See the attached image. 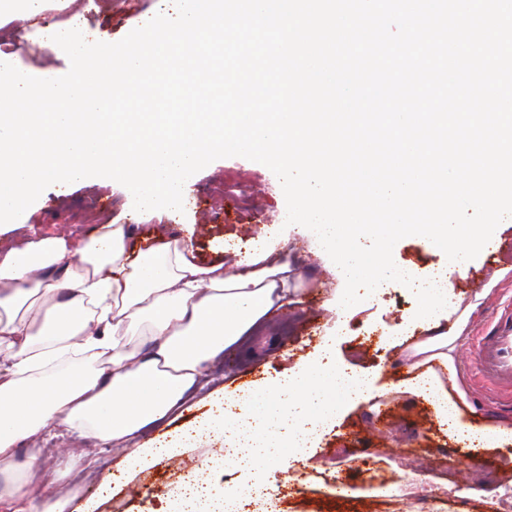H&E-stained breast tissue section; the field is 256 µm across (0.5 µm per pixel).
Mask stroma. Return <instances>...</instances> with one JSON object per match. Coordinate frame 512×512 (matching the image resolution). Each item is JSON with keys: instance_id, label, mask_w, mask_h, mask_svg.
Listing matches in <instances>:
<instances>
[{"instance_id": "stroma-1", "label": "stroma", "mask_w": 512, "mask_h": 512, "mask_svg": "<svg viewBox=\"0 0 512 512\" xmlns=\"http://www.w3.org/2000/svg\"><path fill=\"white\" fill-rule=\"evenodd\" d=\"M157 0H70L62 10L48 12L58 24L78 22L85 32L101 41L116 42L152 15ZM16 66L38 75L59 77L69 67L68 57L40 45L31 24L11 23L0 28V54ZM286 201L281 184L265 165L243 157L213 161L196 173L193 190L183 211L167 214L137 212L133 199L119 183L78 184L69 190L50 186L22 216V223L36 234L63 233L78 229L93 234L102 224H137L141 246L154 244L158 225H170L172 233L191 246L200 263L206 264L230 247L252 248L265 236L281 231L295 249L300 304L288 307L264 321L260 334L248 337L235 351L225 355L219 370L224 383L237 392L251 390L259 381L275 377L310 358L322 348L328 329L336 331L337 359L361 366L389 392L377 405L363 404L325 428L302 461L289 467L270 466L264 478L279 512H397L389 498H339L315 485L316 479L335 484L337 479L360 483L371 465L388 468L398 486L410 488L425 478L438 486L458 483L461 496L436 503L437 512H501L496 503L512 491V443L495 449L469 448L440 430L432 406L422 398L396 391L410 376L412 359L404 349L391 345L389 336L415 314L414 293L397 282H386L372 294L368 304L351 316L330 311L325 302L342 283L329 271L325 258L283 218ZM208 225L204 236L195 227ZM494 235V252H480L472 259L468 275L448 272L447 257L421 236H408L393 249L396 265L411 268L417 282L430 273L447 271L444 287L449 301L469 309L461 330L456 359L457 380L467 391L465 419L475 426L500 419L512 421V407L499 402L495 391L479 386L468 352L489 322L494 308L512 298V217L503 220ZM375 332L376 346H362L363 334ZM98 460L95 474L82 480L81 490L68 512H84L98 502L97 512H149L161 499L176 495L184 471L206 469L215 487L250 486L253 471L244 465L222 464L218 443L204 440L200 447L183 454L182 467L160 460L138 470L131 482L117 489L106 503H99V488L115 475L120 457L87 444Z\"/></svg>"}]
</instances>
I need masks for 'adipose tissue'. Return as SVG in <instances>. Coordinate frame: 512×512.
I'll return each instance as SVG.
<instances>
[{"instance_id":"ef3b65f1","label":"adipose tissue","mask_w":512,"mask_h":512,"mask_svg":"<svg viewBox=\"0 0 512 512\" xmlns=\"http://www.w3.org/2000/svg\"><path fill=\"white\" fill-rule=\"evenodd\" d=\"M135 224H105L79 234L19 240L0 247V512H66L77 497L35 492L40 441L65 427L62 452L81 470L95 467L74 444L112 447L174 420L208 364L274 310L293 304L291 254L266 244L247 255L198 264L176 238L137 248ZM413 321L423 335L408 392L431 403L448 437L495 447L512 441V425L466 424L465 395L447 389L456 342L468 318L444 289L418 291ZM371 381L323 354L303 369L238 396L218 389L211 411L179 434L137 449L123 469L215 437L225 461L263 468L284 449L306 450L349 407L371 397Z\"/></svg>"}]
</instances>
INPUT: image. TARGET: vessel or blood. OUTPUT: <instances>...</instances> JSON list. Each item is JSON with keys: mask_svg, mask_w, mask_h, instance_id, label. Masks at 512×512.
<instances>
[{"mask_svg": "<svg viewBox=\"0 0 512 512\" xmlns=\"http://www.w3.org/2000/svg\"><path fill=\"white\" fill-rule=\"evenodd\" d=\"M471 358L486 384L512 393V307L496 313Z\"/></svg>", "mask_w": 512, "mask_h": 512, "instance_id": "obj_1", "label": "vessel or blood"}]
</instances>
